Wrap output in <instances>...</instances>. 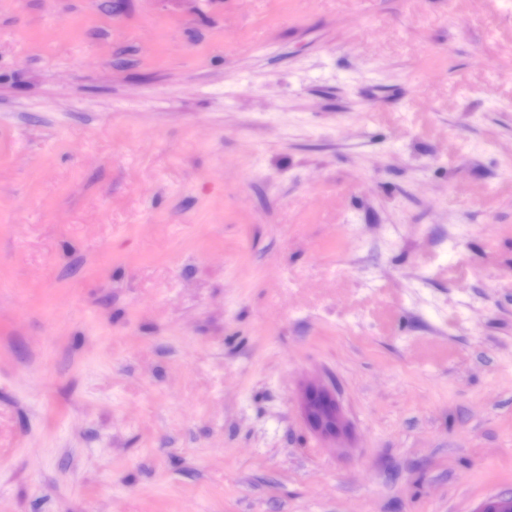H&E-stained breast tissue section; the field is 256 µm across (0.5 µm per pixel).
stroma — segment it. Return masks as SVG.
I'll return each mask as SVG.
<instances>
[{
	"label": "stroma",
	"instance_id": "stroma-1",
	"mask_svg": "<svg viewBox=\"0 0 512 512\" xmlns=\"http://www.w3.org/2000/svg\"><path fill=\"white\" fill-rule=\"evenodd\" d=\"M510 494L512 0H0V512ZM323 394L331 395L325 388H323L321 386L314 385V384L308 386L303 395V403H302L303 410H304V413L306 415V418H307L309 424L315 431L320 432L323 435L335 438L336 435L339 434V432L343 426L337 407H336V410L333 413L331 418L327 419L325 417H322L320 419H317L313 415V409L310 406V401L312 399H314L318 395H323Z\"/></svg>",
	"mask_w": 512,
	"mask_h": 512
}]
</instances>
